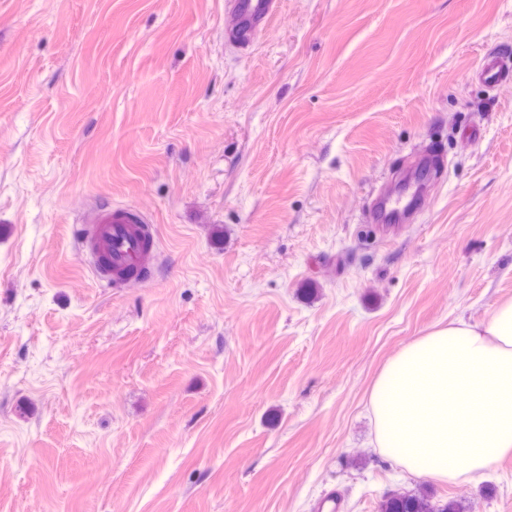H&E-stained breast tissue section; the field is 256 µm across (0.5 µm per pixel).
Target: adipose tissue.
<instances>
[{
    "label": "adipose tissue",
    "instance_id": "adipose-tissue-1",
    "mask_svg": "<svg viewBox=\"0 0 512 512\" xmlns=\"http://www.w3.org/2000/svg\"><path fill=\"white\" fill-rule=\"evenodd\" d=\"M374 443L408 472L452 481L512 453V301L404 345L368 395Z\"/></svg>",
    "mask_w": 512,
    "mask_h": 512
}]
</instances>
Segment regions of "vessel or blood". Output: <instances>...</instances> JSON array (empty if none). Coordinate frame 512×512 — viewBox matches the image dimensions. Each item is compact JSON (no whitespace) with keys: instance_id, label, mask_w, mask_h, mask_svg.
I'll list each match as a JSON object with an SVG mask.
<instances>
[{"instance_id":"b4317fda","label":"vessel or blood","mask_w":512,"mask_h":512,"mask_svg":"<svg viewBox=\"0 0 512 512\" xmlns=\"http://www.w3.org/2000/svg\"><path fill=\"white\" fill-rule=\"evenodd\" d=\"M272 0H235V12L240 24L237 37L250 39L268 15ZM512 74V64L495 56H485L479 76L495 82ZM137 213L125 208L101 207L92 224L77 225L74 236L88 255V266L97 280L110 283L117 273L126 269L150 268L152 252L143 245L141 224Z\"/></svg>"}]
</instances>
